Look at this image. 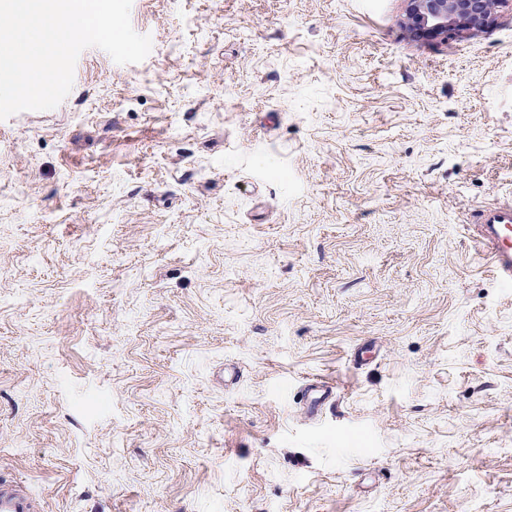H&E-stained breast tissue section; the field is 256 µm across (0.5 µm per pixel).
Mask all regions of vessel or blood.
<instances>
[{"label": "vessel or blood", "instance_id": "1", "mask_svg": "<svg viewBox=\"0 0 512 512\" xmlns=\"http://www.w3.org/2000/svg\"><path fill=\"white\" fill-rule=\"evenodd\" d=\"M472 231L501 286L512 288V206L481 211ZM0 512H37V508L26 488L2 482Z\"/></svg>", "mask_w": 512, "mask_h": 512}]
</instances>
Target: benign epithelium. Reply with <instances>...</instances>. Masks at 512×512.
Here are the masks:
<instances>
[{"label": "benign epithelium", "instance_id": "obj_1", "mask_svg": "<svg viewBox=\"0 0 512 512\" xmlns=\"http://www.w3.org/2000/svg\"><path fill=\"white\" fill-rule=\"evenodd\" d=\"M404 24L419 39L447 41L448 33L488 28L502 0H405Z\"/></svg>", "mask_w": 512, "mask_h": 512}]
</instances>
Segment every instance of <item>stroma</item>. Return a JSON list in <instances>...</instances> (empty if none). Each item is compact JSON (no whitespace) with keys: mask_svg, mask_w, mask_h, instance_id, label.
I'll return each instance as SVG.
<instances>
[{"mask_svg":"<svg viewBox=\"0 0 512 512\" xmlns=\"http://www.w3.org/2000/svg\"><path fill=\"white\" fill-rule=\"evenodd\" d=\"M404 10L132 0L144 61L0 121V478L39 512H512L467 229L512 205V0L445 42Z\"/></svg>","mask_w":512,"mask_h":512,"instance_id":"stroma-1","label":"stroma"}]
</instances>
